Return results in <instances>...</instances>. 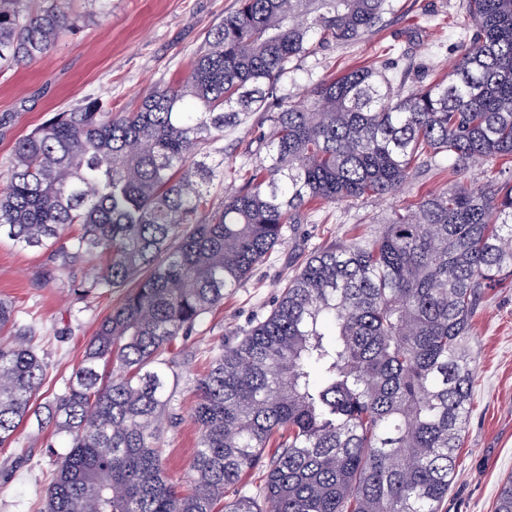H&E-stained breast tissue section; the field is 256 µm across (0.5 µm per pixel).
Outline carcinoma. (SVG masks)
<instances>
[{
	"instance_id": "obj_1",
	"label": "carcinoma",
	"mask_w": 512,
	"mask_h": 512,
	"mask_svg": "<svg viewBox=\"0 0 512 512\" xmlns=\"http://www.w3.org/2000/svg\"><path fill=\"white\" fill-rule=\"evenodd\" d=\"M75 0H0V67L33 62L80 23ZM396 0H237L187 71L134 112L88 97L15 143L0 240L47 253L74 301L123 289L63 393L0 300V445L23 427L67 439L45 512H439L474 399L472 318L512 276V178L422 195L370 240L315 252L271 311L222 342L194 384L185 485L161 448L172 353L250 278L314 202L399 194L420 160L512 161V0H466L439 80L365 66L295 97L291 64L365 39ZM249 124L240 189L207 184L224 130ZM262 479L241 489L244 476ZM494 512H512V476Z\"/></svg>"
}]
</instances>
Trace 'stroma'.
<instances>
[{
  "label": "stroma",
  "instance_id": "stroma-1",
  "mask_svg": "<svg viewBox=\"0 0 512 512\" xmlns=\"http://www.w3.org/2000/svg\"><path fill=\"white\" fill-rule=\"evenodd\" d=\"M464 2L397 0L383 27L362 42L331 46L299 61L288 75L289 92L303 93L315 80L362 65L385 67L410 84L445 75L458 58L467 21ZM234 5L235 0H107L104 15L86 21L47 55L0 69V173L6 172L18 139L85 97L110 99L116 112L133 111L139 95L185 71L208 30ZM444 165L441 159L427 161L393 198L339 201L292 225L283 245L179 343L175 359L181 382L173 403L181 421L164 424L161 437L173 480L184 481L198 437L191 389L208 368L209 349L229 331L265 315L315 250L368 239L394 210L446 187ZM44 259L42 251L0 241V298L40 323L31 344L49 365L45 389L52 395L63 391L98 321L121 293L98 294L78 306L67 273L37 285ZM472 351L474 406L441 512H494L502 479L512 473V277L487 289L472 320ZM63 445L50 431L23 427L0 447V512H43V490Z\"/></svg>",
  "mask_w": 512,
  "mask_h": 512
}]
</instances>
